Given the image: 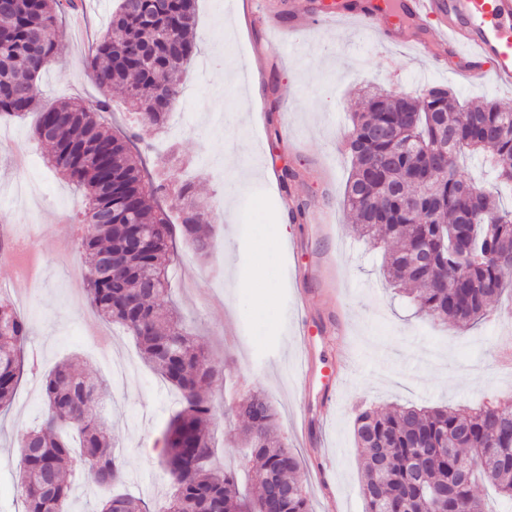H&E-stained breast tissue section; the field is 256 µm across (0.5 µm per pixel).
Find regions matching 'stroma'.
Segmentation results:
<instances>
[{
  "label": "stroma",
  "mask_w": 512,
  "mask_h": 512,
  "mask_svg": "<svg viewBox=\"0 0 512 512\" xmlns=\"http://www.w3.org/2000/svg\"><path fill=\"white\" fill-rule=\"evenodd\" d=\"M115 6L116 0L89 2L82 32L63 29V48L38 81L41 103L100 97L84 60L92 42L110 33ZM196 12L194 39L208 65H189L182 76V125L148 133L139 149L149 171L162 168L192 185L212 226L208 258L177 241L172 289L160 303L178 309L220 375L206 391L214 408L213 461L244 475L243 419L233 408L245 393L262 390L277 414L276 433L301 457L314 512H365L355 408L472 409L511 393L512 318L462 328L418 316L412 303L393 298L381 247L354 232L343 206L349 114L359 93L374 86L417 93L444 84L463 102L500 100L512 90L490 78L463 82L456 69L388 45L359 16L314 27L305 54L284 57L271 29L241 33L224 0H196ZM254 98L266 107L260 124L248 109ZM34 122L31 115L0 119V226L32 246L14 264H0V283L30 276L15 304L31 320L27 350L38 358L0 412V512H23L14 471L18 439L40 423L42 379L65 358L91 380L108 383L103 413L115 448L130 458L126 488L159 506L171 479L158 462V440L181 408L180 394L141 358L129 334L89 306L79 241L70 235L86 192L49 166L50 148L33 138ZM285 133L293 151L282 148ZM285 168L296 174L286 187L279 180ZM286 197L304 217L291 222L287 242L274 244L267 231L286 216ZM322 207L335 220L319 238L307 215ZM258 263L267 281H254ZM299 290L308 296L312 336L304 356L295 340ZM334 374L341 381L328 413L325 384ZM301 422L310 431L305 443L294 431ZM320 455L327 461L324 482L312 469Z\"/></svg>",
  "instance_id": "35a3bbf8"
}]
</instances>
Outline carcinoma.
I'll use <instances>...</instances> for the list:
<instances>
[{"instance_id":"obj_1","label":"carcinoma","mask_w":512,"mask_h":512,"mask_svg":"<svg viewBox=\"0 0 512 512\" xmlns=\"http://www.w3.org/2000/svg\"><path fill=\"white\" fill-rule=\"evenodd\" d=\"M196 0H120L106 36L86 59L103 92L121 86L130 109L145 127L164 124L182 95L181 74L197 48L192 36ZM85 0H14L0 11V119L33 112L32 133L52 147V167L85 187L84 216H104L81 238V277L90 305L105 320L134 338L142 357L161 378L182 392L184 407L163 434L161 464L173 479L163 512H263L272 487L288 490L275 512H312L295 450L271 436L275 410L260 391L246 395L236 411L248 416L243 430L251 448L255 496L244 503L236 477L213 468L205 430L212 413L201 390L216 372L208 354L173 310L153 300L169 293L173 238L208 253L200 205L190 203V186L166 177L145 179L125 138L99 119L108 99L93 107L60 101L42 107L36 82L59 54L60 17L83 9ZM178 39L179 54L167 52ZM152 44L159 67L145 68L138 50ZM165 96L166 112L151 111ZM487 101L461 105L443 85L412 95L383 89L368 92L364 111L351 115L347 150L352 171L344 206L359 231L386 247L384 270L390 285L416 303L427 318L462 326L488 317L491 302L512 291V207L498 193L459 176L457 160L487 152L495 186L512 187V109ZM170 197L179 208L178 225L152 201ZM129 212L148 240L138 249L123 246L125 231L113 226L112 211ZM119 269H99L105 253ZM31 324L14 304L0 299V406L14 398L24 369ZM106 388L77 372L69 361L45 378L41 423L18 442V484L24 512H67L72 494L68 472L91 470L98 486L115 488L128 462L112 448L110 428L100 415ZM360 451L365 512H485L475 493L477 480L496 488L512 512V396L473 411L396 406L388 412L361 407L354 420ZM472 458L481 459L477 468ZM98 512H152L150 504L117 490L99 501Z\"/></svg>"}]
</instances>
